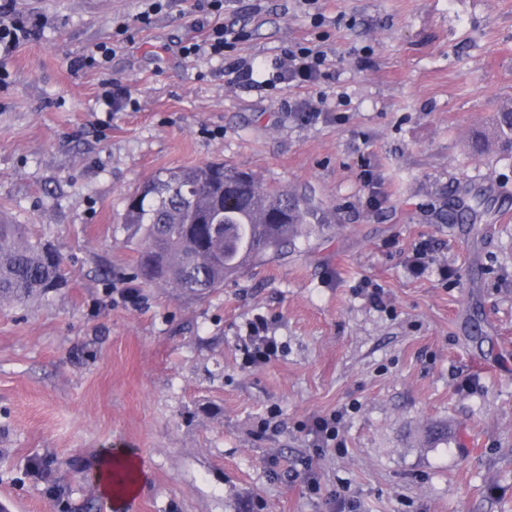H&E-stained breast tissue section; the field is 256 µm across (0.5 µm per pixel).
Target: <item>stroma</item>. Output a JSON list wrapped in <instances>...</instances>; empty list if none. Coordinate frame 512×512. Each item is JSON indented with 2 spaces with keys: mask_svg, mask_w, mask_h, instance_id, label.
<instances>
[{
  "mask_svg": "<svg viewBox=\"0 0 512 512\" xmlns=\"http://www.w3.org/2000/svg\"><path fill=\"white\" fill-rule=\"evenodd\" d=\"M10 17L33 33L0 55V211L55 245L67 285L0 308V505L55 512L26 472L50 453L74 512H115L95 474L127 453L143 480L122 512H512V150L470 147L512 102V0H13ZM217 23L244 33L234 51L182 54ZM295 46L325 53L322 77L270 85ZM209 161L304 196L309 233L200 301L136 287L128 195ZM477 194L474 223H442ZM259 316L280 349L251 366ZM333 412L313 447L305 425ZM442 420L447 443L420 447ZM337 420L336 413L329 417H319L308 428V434L312 435L318 442L327 444L329 441L336 439Z\"/></svg>",
  "mask_w": 512,
  "mask_h": 512,
  "instance_id": "35a3bbf8",
  "label": "stroma"
}]
</instances>
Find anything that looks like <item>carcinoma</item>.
I'll return each mask as SVG.
<instances>
[{"mask_svg": "<svg viewBox=\"0 0 512 512\" xmlns=\"http://www.w3.org/2000/svg\"><path fill=\"white\" fill-rule=\"evenodd\" d=\"M495 130L512 141V106L498 112ZM307 218L296 195L267 190L222 162L159 172L126 200L124 226L140 242L131 279L185 300L205 298L250 263L283 252ZM65 283L55 246L28 225L0 218V303L42 300ZM57 467L53 456L29 461L44 479Z\"/></svg>", "mask_w": 512, "mask_h": 512, "instance_id": "carcinoma-1", "label": "carcinoma"}]
</instances>
